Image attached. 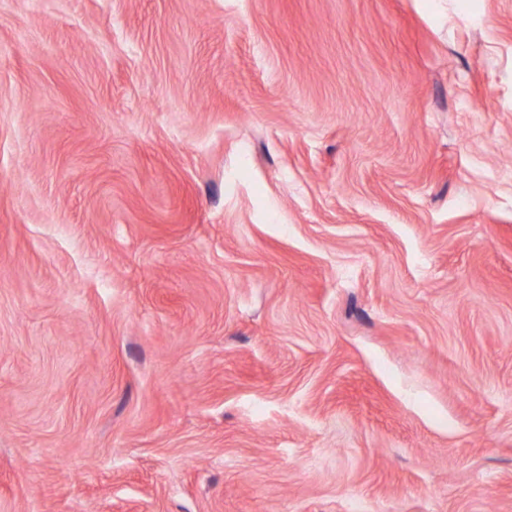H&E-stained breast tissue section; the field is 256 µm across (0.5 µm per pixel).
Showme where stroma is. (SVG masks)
<instances>
[{
    "label": "stroma",
    "mask_w": 512,
    "mask_h": 512,
    "mask_svg": "<svg viewBox=\"0 0 512 512\" xmlns=\"http://www.w3.org/2000/svg\"><path fill=\"white\" fill-rule=\"evenodd\" d=\"M0 512H512V0H0Z\"/></svg>",
    "instance_id": "35a3bbf8"
}]
</instances>
